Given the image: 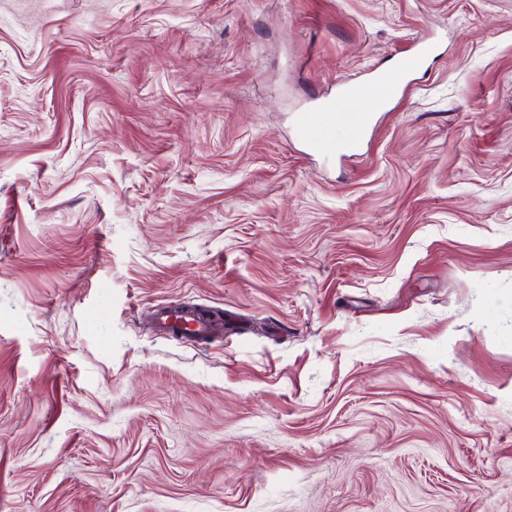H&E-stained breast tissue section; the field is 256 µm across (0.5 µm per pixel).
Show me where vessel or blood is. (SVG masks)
<instances>
[{"mask_svg":"<svg viewBox=\"0 0 512 512\" xmlns=\"http://www.w3.org/2000/svg\"><path fill=\"white\" fill-rule=\"evenodd\" d=\"M435 44L426 36L419 37L411 53L402 56L394 68L383 74H372L371 82L376 87L377 101L397 94L404 81L434 50ZM355 97H348L344 111H336L331 104H322L317 111L304 113L301 117V129L304 137L314 145H321L325 138L339 134L340 140L336 145L338 154L349 157L356 155L363 131L371 122L367 112L355 111ZM156 329L167 336L197 338L213 333L212 323L190 310L163 307L153 316Z\"/></svg>","mask_w":512,"mask_h":512,"instance_id":"1","label":"vessel or blood"}]
</instances>
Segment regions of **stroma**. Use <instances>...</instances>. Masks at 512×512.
Listing matches in <instances>:
<instances>
[{
  "label": "stroma",
  "mask_w": 512,
  "mask_h": 512,
  "mask_svg": "<svg viewBox=\"0 0 512 512\" xmlns=\"http://www.w3.org/2000/svg\"><path fill=\"white\" fill-rule=\"evenodd\" d=\"M0 512H512V0H0ZM435 48L432 39L427 36L419 37L413 46V51L402 56L394 68L385 74L373 72L371 74V83L376 86V106L395 94H397L404 81L414 71L420 68L421 63L426 59ZM356 96L347 98L344 112H336L332 104H322L316 112H305L301 117V129L304 137L312 144L320 146L325 138L336 133H344L336 144V153L349 157L356 155L361 145L358 132L363 131L371 122L369 112H352ZM156 329L166 336H181L183 338H197L213 333L215 327L212 323L194 311L178 309L177 307H163L153 316Z\"/></svg>",
  "instance_id": "stroma-1"
}]
</instances>
